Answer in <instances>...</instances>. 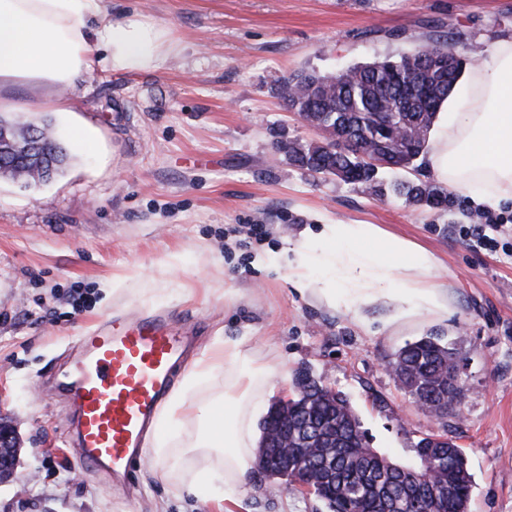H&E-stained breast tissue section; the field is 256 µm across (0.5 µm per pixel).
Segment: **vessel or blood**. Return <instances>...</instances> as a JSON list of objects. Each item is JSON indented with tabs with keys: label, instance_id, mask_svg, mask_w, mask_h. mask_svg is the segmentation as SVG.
<instances>
[{
	"label": "vessel or blood",
	"instance_id": "1",
	"mask_svg": "<svg viewBox=\"0 0 512 512\" xmlns=\"http://www.w3.org/2000/svg\"><path fill=\"white\" fill-rule=\"evenodd\" d=\"M190 339L169 318L117 319L88 331L57 386L73 409L67 445L88 468L127 479L158 419Z\"/></svg>",
	"mask_w": 512,
	"mask_h": 512
}]
</instances>
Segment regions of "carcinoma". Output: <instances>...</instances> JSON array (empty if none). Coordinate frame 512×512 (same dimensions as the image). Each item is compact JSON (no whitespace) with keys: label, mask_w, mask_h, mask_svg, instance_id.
Segmentation results:
<instances>
[{"label":"carcinoma","mask_w":512,"mask_h":512,"mask_svg":"<svg viewBox=\"0 0 512 512\" xmlns=\"http://www.w3.org/2000/svg\"><path fill=\"white\" fill-rule=\"evenodd\" d=\"M445 64L419 74L428 89L426 98L402 84L399 77L409 59H424L429 47L421 46L396 59H385L376 67L352 65L336 75H319L303 71L280 84L278 92L289 110L306 118L326 132L321 143L280 142L278 150L298 167L315 175L333 174L341 170L345 182L381 194L384 182L381 172L391 167L404 171L415 168L424 154L427 139L406 143L396 140L405 123L430 130L441 104L453 91L462 71L463 58L453 44L443 46ZM39 127L40 143L52 151L56 136L50 125L35 118L16 123L0 116V178H23L36 181L48 160L37 150L12 153L11 144L26 140L27 127ZM347 135L364 151L374 152L387 144L384 164L373 166L358 157L356 151L336 150V131ZM392 191L411 205L437 208L448 202L447 190L430 181L402 180ZM455 348L431 331L407 342L390 361L398 371L397 379L417 403H427L441 394L444 373L457 367ZM297 385L305 394L288 407V430L296 448L288 449V464L268 468V478L291 483L303 479L313 494L323 500L330 512H405L409 498H436L438 512H467L471 497L472 476L465 452L453 440L438 441L427 435L416 444L419 462L427 467L417 470L414 482L407 480V467L392 461L370 447L360 430L358 417L347 398L332 396L319 380L307 371L296 373ZM336 421V447L300 449L303 437H315L331 421Z\"/></svg>","instance_id":"1"}]
</instances>
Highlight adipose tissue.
I'll list each match as a JSON object with an SVG mask.
<instances>
[{
    "label": "adipose tissue",
    "mask_w": 512,
    "mask_h": 512,
    "mask_svg": "<svg viewBox=\"0 0 512 512\" xmlns=\"http://www.w3.org/2000/svg\"><path fill=\"white\" fill-rule=\"evenodd\" d=\"M168 41L166 31L140 20L112 21L105 0H0V111L15 107L20 85L36 105L70 111L68 92L86 73L158 67ZM427 163L449 189L484 201L512 198V37L496 40L469 68L463 103L437 112ZM278 261L302 297L364 328L367 310L378 304L389 326L418 315L448 317V282L438 274V256L377 224L303 229ZM219 374L223 391L199 409L201 383ZM278 374L276 364L254 355L248 337H215L161 413L150 462L177 465L171 443L196 417L203 426L191 449L220 461L225 491L240 488L254 458L253 415Z\"/></svg>",
    "instance_id": "adipose-tissue-1"
}]
</instances>
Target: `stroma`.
Returning <instances> with one entry per match:
<instances>
[{"mask_svg": "<svg viewBox=\"0 0 512 512\" xmlns=\"http://www.w3.org/2000/svg\"><path fill=\"white\" fill-rule=\"evenodd\" d=\"M113 21L136 16L170 33L163 65L95 71L55 112L54 133L88 131L92 154L72 151L51 182L0 179V420L22 449L0 484V512H329L286 480L249 468L233 495L173 497L215 459L189 453L175 469L136 463L118 485L62 445L67 402L44 376L63 371L78 337L117 315H169L195 341L246 336L286 376L268 403L294 396L306 369L340 391L372 448L406 466L431 433L463 448L468 512H512V199L453 194L430 209L382 197L290 163L276 142L316 143L321 131L289 113L275 89L290 74H336L397 58L448 35L488 49L512 36V0H106ZM506 217L499 248L460 239L482 210ZM377 224L426 246L451 285L442 322L417 316L371 330L300 297L285 269L259 263L319 224ZM261 226V238L250 226ZM240 289L236 300L224 298ZM440 331L464 360L458 410L422 411L387 366L405 343Z\"/></svg>", "mask_w": 512, "mask_h": 512, "instance_id": "obj_1", "label": "stroma"}]
</instances>
